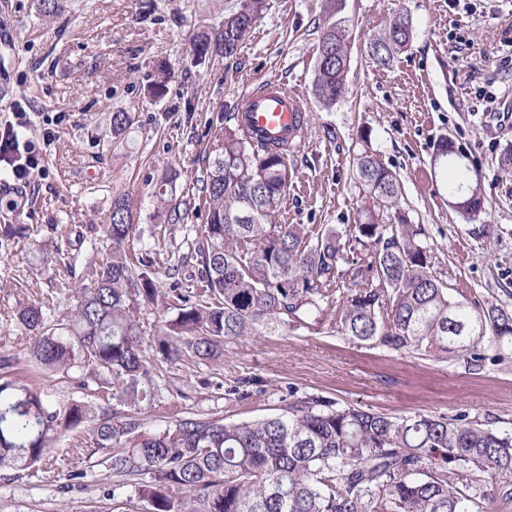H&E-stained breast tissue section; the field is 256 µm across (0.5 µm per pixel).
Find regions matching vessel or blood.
<instances>
[{
  "label": "vessel or blood",
  "instance_id": "vessel-or-blood-1",
  "mask_svg": "<svg viewBox=\"0 0 512 512\" xmlns=\"http://www.w3.org/2000/svg\"><path fill=\"white\" fill-rule=\"evenodd\" d=\"M306 103L287 85L270 80L244 95L237 119L252 135L296 147L305 139Z\"/></svg>",
  "mask_w": 512,
  "mask_h": 512
}]
</instances>
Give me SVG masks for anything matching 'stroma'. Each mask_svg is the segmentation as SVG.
<instances>
[{
	"mask_svg": "<svg viewBox=\"0 0 512 512\" xmlns=\"http://www.w3.org/2000/svg\"><path fill=\"white\" fill-rule=\"evenodd\" d=\"M240 0H66L43 16L38 0H0V111L19 102L30 123L25 140L42 145L46 173L26 189L23 212L0 209L1 224L27 226L26 236L0 239V358L8 378L55 401L78 400L123 411L118 387L88 370L48 372L29 363L25 304L57 318L87 286L91 265L105 262L104 237L115 199H129L137 257L150 262L158 288L141 309L144 355L158 385L142 409L145 428L201 415L229 421L278 411L290 392L318 394L391 416L442 413L492 415L512 423V363L470 374L457 361L373 348L331 326L230 338L211 360L169 362L154 345L177 295L202 284L187 236L202 217L169 220L173 201L194 197L201 158L220 129L231 126L241 96L267 80L298 88L308 106L304 143L288 153L289 187L281 224L317 228L354 223L365 204L356 159L371 151L396 171L399 207L423 225L437 276L459 299L512 308V169L499 159L512 126L490 121L484 98L512 113V0H346L350 52L348 90L327 108L314 95L316 48L325 24L321 0H268L230 59H194L198 33L218 29ZM409 14L413 39L387 68L366 54L369 37L393 16ZM167 63V90L153 98L157 63ZM129 113L126 129L112 116ZM56 127L50 146L42 131ZM452 140L485 188L490 241L468 233L448 205L438 143ZM168 185L172 202L156 191ZM185 258L177 279L166 269ZM252 379L244 400L224 396L234 380ZM0 512H142L134 483L114 476L82 430L62 435L49 462L0 469Z\"/></svg>",
	"mask_w": 512,
	"mask_h": 512,
	"instance_id": "35a3bbf8",
	"label": "stroma"
}]
</instances>
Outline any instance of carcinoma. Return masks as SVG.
Wrapping results in <instances>:
<instances>
[{"label":"carcinoma","instance_id":"obj_1","mask_svg":"<svg viewBox=\"0 0 512 512\" xmlns=\"http://www.w3.org/2000/svg\"><path fill=\"white\" fill-rule=\"evenodd\" d=\"M266 8L242 0L217 31H203L192 51L199 58L235 56ZM344 0H323V27L314 91L324 106L345 91L350 56ZM413 37L409 14L375 33L367 46L385 68ZM448 193H464L460 208L477 241H487V196L467 182L462 152L448 142ZM198 191L205 210L191 256L204 293L181 295L166 335L211 359L226 338L282 329H315L333 321L336 333L389 351L457 360L471 373L512 361V309L454 300L431 270L424 229L396 208L400 181L365 151L357 179L369 205L357 223L337 230L278 224L288 190V151L228 127L208 149ZM105 236L109 260L89 274L91 287L75 291L71 313L50 321L31 304L18 320L33 333L27 354L54 370L80 365L122 383V415L83 401L52 403L42 392L0 382V467L33 466L57 438L87 430L105 452L112 473L138 481L144 512H496L512 488L486 479L512 474V428L466 414L394 417L324 396L293 397L281 412L226 422L186 417L163 431L141 428L139 409L155 388L137 316L138 299L156 288L136 273L127 255L134 236L130 206H112ZM351 285H346V282ZM496 346L490 355L484 340Z\"/></svg>","mask_w":512,"mask_h":512}]
</instances>
